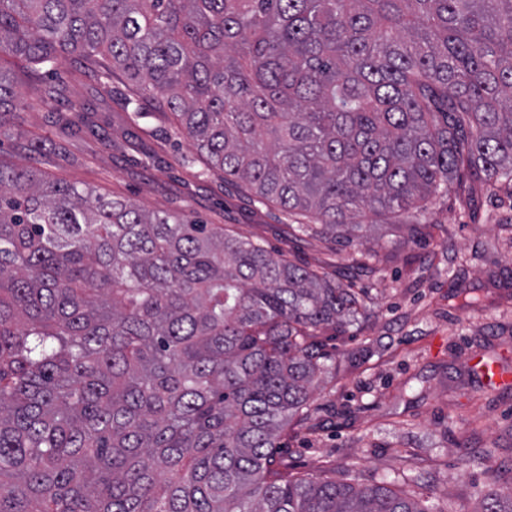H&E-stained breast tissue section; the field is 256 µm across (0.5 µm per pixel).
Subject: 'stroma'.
I'll return each instance as SVG.
<instances>
[{
	"mask_svg": "<svg viewBox=\"0 0 512 512\" xmlns=\"http://www.w3.org/2000/svg\"><path fill=\"white\" fill-rule=\"evenodd\" d=\"M0 65L28 94L1 163L29 166L39 147L49 178L222 226L365 289L368 319L323 336L328 372L274 451L289 475L387 482L434 512H471L480 489L512 476V393L472 367L480 356L512 369V183L461 173L418 215L419 237L374 215L351 240L314 236L209 169L171 112L146 101L134 113L123 79L102 87L72 59L46 72L0 52ZM48 87L59 94L46 102Z\"/></svg>",
	"mask_w": 512,
	"mask_h": 512,
	"instance_id": "stroma-1",
	"label": "stroma"
}]
</instances>
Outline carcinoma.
Returning a JSON list of instances; mask_svg holds the SVG:
<instances>
[{"mask_svg":"<svg viewBox=\"0 0 512 512\" xmlns=\"http://www.w3.org/2000/svg\"><path fill=\"white\" fill-rule=\"evenodd\" d=\"M0 50L123 74L313 235L512 181V0H0ZM26 106L0 66V128ZM366 311L227 229L0 163V512H428L274 457L321 331Z\"/></svg>","mask_w":512,"mask_h":512,"instance_id":"1","label":"carcinoma"}]
</instances>
